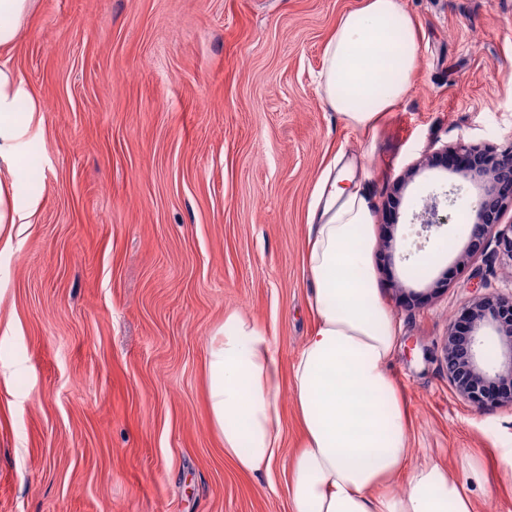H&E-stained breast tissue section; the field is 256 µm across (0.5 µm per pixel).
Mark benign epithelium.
Here are the masks:
<instances>
[{"label":"benign epithelium","mask_w":512,"mask_h":512,"mask_svg":"<svg viewBox=\"0 0 512 512\" xmlns=\"http://www.w3.org/2000/svg\"><path fill=\"white\" fill-rule=\"evenodd\" d=\"M466 154H483L489 163L474 162L466 169L464 179L476 186L477 196H467L466 206L473 216L472 244L462 258L466 262L477 254L490 252V257L505 256L512 262V224H503V213L512 209V140L495 151L465 149ZM463 191V185L452 184L440 194L427 198L414 220L420 224L416 235L428 239L449 223L450 213ZM482 271L473 275L474 296L468 301L460 318L448 323V334L442 343V355L448 368V379L457 393L476 408H485L484 388L505 383L509 394L495 401L512 407V291L489 294ZM498 336L502 347L492 363L483 357L488 332Z\"/></svg>","instance_id":"obj_1"}]
</instances>
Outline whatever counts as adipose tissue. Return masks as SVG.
Returning <instances> with one entry per match:
<instances>
[{
    "label": "adipose tissue",
    "instance_id": "obj_1",
    "mask_svg": "<svg viewBox=\"0 0 512 512\" xmlns=\"http://www.w3.org/2000/svg\"><path fill=\"white\" fill-rule=\"evenodd\" d=\"M418 66V35L402 0H362L324 49L318 86L355 129H373L402 101ZM41 107L19 71L0 62V167L15 170ZM41 190L0 180V224H25ZM373 216L358 188L320 191L308 215L307 266L315 328L290 375L302 441L290 462L289 512H473L462 478L414 460L403 399L388 372L398 324L372 272ZM207 400L224 451L245 475L270 473L280 454L281 370L267 330L225 314L207 342ZM407 489H394L397 479Z\"/></svg>",
    "mask_w": 512,
    "mask_h": 512
}]
</instances>
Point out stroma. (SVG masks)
Segmentation results:
<instances>
[{"label":"stroma","instance_id":"obj_1","mask_svg":"<svg viewBox=\"0 0 512 512\" xmlns=\"http://www.w3.org/2000/svg\"><path fill=\"white\" fill-rule=\"evenodd\" d=\"M361 2L35 0L0 51L41 104L27 168L43 189L30 223L0 224V512H289L307 216L331 170L371 198L410 446L455 476L483 460L474 512H512V408L472 407L441 357L473 269L506 293L512 264L461 263L464 229L426 244L425 274L402 258L416 203L461 180L442 149L512 138V0H404L419 66L369 134L317 83ZM232 311L267 329L283 376L282 448L259 477L207 406V338Z\"/></svg>","mask_w":512,"mask_h":512}]
</instances>
